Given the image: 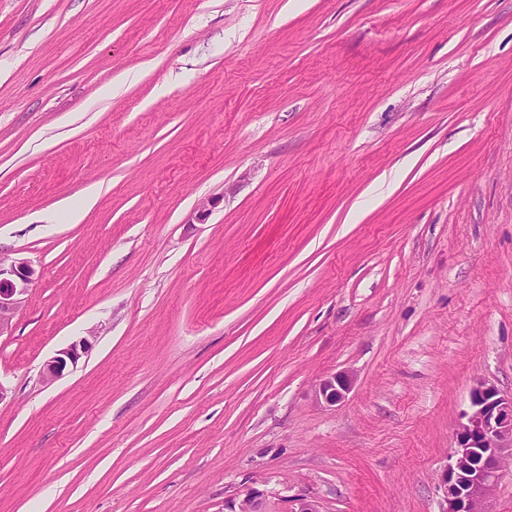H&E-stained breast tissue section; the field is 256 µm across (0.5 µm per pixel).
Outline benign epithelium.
Returning a JSON list of instances; mask_svg holds the SVG:
<instances>
[{"label": "benign epithelium", "instance_id": "obj_1", "mask_svg": "<svg viewBox=\"0 0 512 512\" xmlns=\"http://www.w3.org/2000/svg\"><path fill=\"white\" fill-rule=\"evenodd\" d=\"M39 277L33 263L0 258V337L12 330V321ZM92 347L86 336L57 351L46 363L43 382L49 384L77 367ZM352 379L346 373L320 381L317 398L328 405L345 399ZM456 432V446L440 476L444 507L440 512H491L490 498L501 481L505 464H512V395L501 394L495 385L479 380L471 390V411ZM224 512H269L265 496L254 491L242 498L224 501ZM289 512H323L320 501L306 494L291 500Z\"/></svg>", "mask_w": 512, "mask_h": 512}]
</instances>
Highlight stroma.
Here are the masks:
<instances>
[{"instance_id":"stroma-1","label":"stroma","mask_w":512,"mask_h":512,"mask_svg":"<svg viewBox=\"0 0 512 512\" xmlns=\"http://www.w3.org/2000/svg\"><path fill=\"white\" fill-rule=\"evenodd\" d=\"M0 255V512H441L512 393V0H0ZM38 277L30 260L13 259L5 264L0 257V337L11 332L12 321ZM90 338H94V335L90 334L89 336L82 337L80 340L73 342L68 347L57 351L55 356L46 363L43 369V382L47 384L52 383L68 373L70 368H76L79 360L85 354H88L92 347V341ZM352 379L346 373L333 374L320 381L316 391L317 399L328 405H335L345 399L351 387ZM224 512H269V510L263 493L254 491L242 498L225 500Z\"/></svg>"}]
</instances>
